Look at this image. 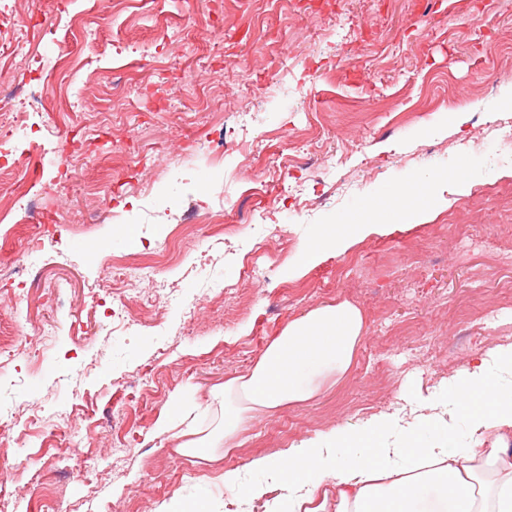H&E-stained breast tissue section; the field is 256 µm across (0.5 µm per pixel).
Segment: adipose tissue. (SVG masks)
Instances as JSON below:
<instances>
[{"label": "adipose tissue", "instance_id": "adipose-tissue-1", "mask_svg": "<svg viewBox=\"0 0 512 512\" xmlns=\"http://www.w3.org/2000/svg\"><path fill=\"white\" fill-rule=\"evenodd\" d=\"M430 200L426 184L405 182L373 199L347 223L318 230L300 251L305 266L327 249L346 250L382 232L386 220L409 223ZM360 309L344 301L308 311L292 321L245 374L224 383V438L232 440L256 415L312 399L318 378L344 377L362 339ZM512 375V345L471 358L453 379L450 393H474L467 416L487 442L459 447L447 422L428 416L423 429L439 436L421 441L415 431L385 442V419L359 430L336 428L273 455L254 457L264 484L247 486L238 470L223 474L225 489L265 499L266 512H512V385H493L490 370Z\"/></svg>", "mask_w": 512, "mask_h": 512}]
</instances>
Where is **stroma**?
Returning <instances> with one entry per match:
<instances>
[{
	"mask_svg": "<svg viewBox=\"0 0 512 512\" xmlns=\"http://www.w3.org/2000/svg\"><path fill=\"white\" fill-rule=\"evenodd\" d=\"M43 21L38 52L57 68L67 41L82 64L39 113L58 130L39 171L0 181V264L26 263L31 221L13 208L17 183L59 227L56 258L22 300L0 288V470L15 475L42 433L63 430L43 484L0 512H162L173 499L195 512H252L219 477L238 469L260 484L252 458L336 427L381 416L405 435L417 410L455 412L462 447L476 440L447 397L455 373L488 347L512 343V144L487 125L512 120V0H11ZM247 126L237 152L226 131ZM268 171L252 191L253 170ZM462 169L465 186L432 185L431 210L346 251L292 266L323 224L357 214L403 182ZM278 225L277 235L225 237L233 215ZM482 225L474 235L473 225ZM96 243L87 255L82 242ZM256 250L260 272L245 275ZM152 266L122 287L109 259ZM69 281L48 297L47 278ZM217 280L224 293L209 291ZM476 297L503 310L466 322ZM348 301L364 316L344 378L318 395L249 421L241 445L186 453L218 432L226 380L245 373L293 320ZM126 304L141 321L70 325L88 306ZM174 433L157 421L172 399Z\"/></svg>",
	"mask_w": 512,
	"mask_h": 512,
	"instance_id": "35a3bbf8",
	"label": "stroma"
}]
</instances>
